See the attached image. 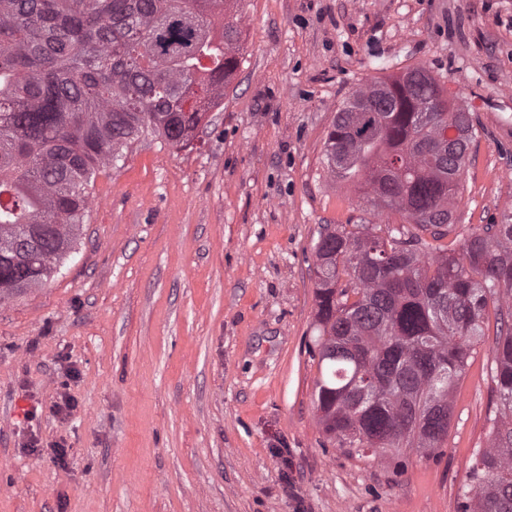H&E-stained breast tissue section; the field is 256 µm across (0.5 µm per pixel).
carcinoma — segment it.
I'll return each mask as SVG.
<instances>
[{"label": "carcinoma", "mask_w": 512, "mask_h": 512, "mask_svg": "<svg viewBox=\"0 0 512 512\" xmlns=\"http://www.w3.org/2000/svg\"><path fill=\"white\" fill-rule=\"evenodd\" d=\"M231 2L0 0V303L60 272L100 168L145 135L193 145L242 51ZM474 137L422 69L356 91L328 131V172L407 220L324 224L314 247V405L341 448H440L488 306L512 304L511 214L448 255L431 244L451 231ZM439 211L448 223H434ZM494 379L502 418L469 466L462 512H512V331Z\"/></svg>", "instance_id": "obj_1"}]
</instances>
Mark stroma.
Returning <instances> with one entry per match:
<instances>
[{"mask_svg": "<svg viewBox=\"0 0 512 512\" xmlns=\"http://www.w3.org/2000/svg\"><path fill=\"white\" fill-rule=\"evenodd\" d=\"M239 64L192 148L148 136L95 178L60 274L0 304V512H460L489 447L490 307L430 456L328 440L313 247L403 223L327 171L342 102L424 69L468 112L450 242L512 212V0H239ZM75 408L53 415L60 394ZM68 446L59 467L49 448Z\"/></svg>", "mask_w": 512, "mask_h": 512, "instance_id": "stroma-1", "label": "stroma"}]
</instances>
